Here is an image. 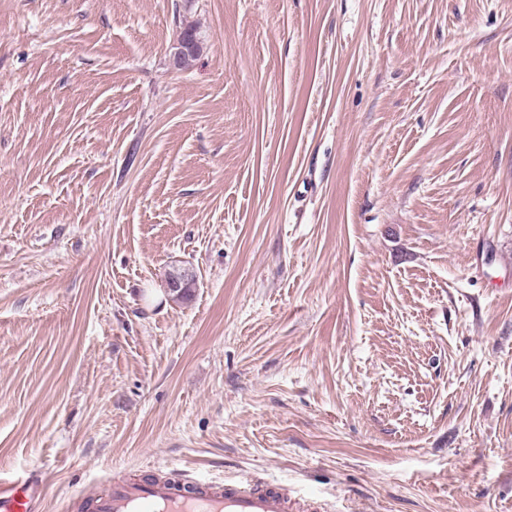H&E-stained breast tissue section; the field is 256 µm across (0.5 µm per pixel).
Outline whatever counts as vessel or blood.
<instances>
[{
    "label": "vessel or blood",
    "instance_id": "vessel-or-blood-1",
    "mask_svg": "<svg viewBox=\"0 0 512 512\" xmlns=\"http://www.w3.org/2000/svg\"><path fill=\"white\" fill-rule=\"evenodd\" d=\"M91 512H287L288 497L277 486L259 487L252 475L223 487L198 480L186 487L166 482L116 483L109 495L88 492ZM27 478L0 479V512H35Z\"/></svg>",
    "mask_w": 512,
    "mask_h": 512
}]
</instances>
